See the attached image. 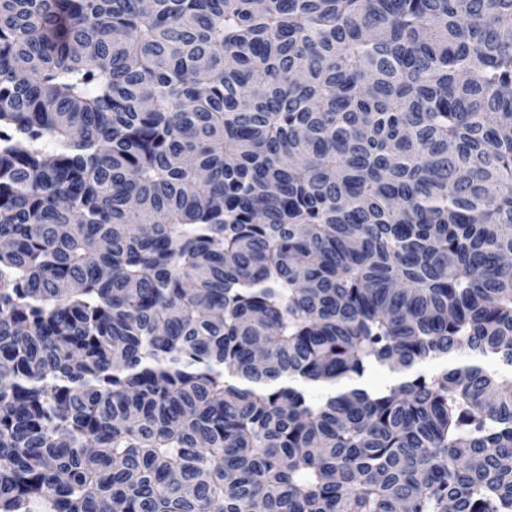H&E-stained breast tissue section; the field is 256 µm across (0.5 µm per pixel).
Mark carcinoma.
<instances>
[{"label": "carcinoma", "mask_w": 512, "mask_h": 512, "mask_svg": "<svg viewBox=\"0 0 512 512\" xmlns=\"http://www.w3.org/2000/svg\"><path fill=\"white\" fill-rule=\"evenodd\" d=\"M510 255L512 0H0V512H512Z\"/></svg>", "instance_id": "1"}]
</instances>
